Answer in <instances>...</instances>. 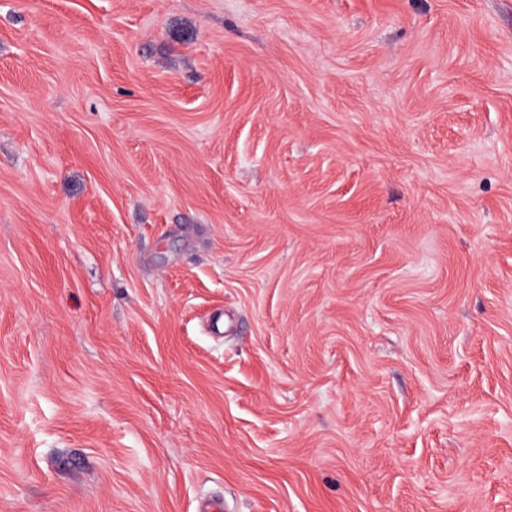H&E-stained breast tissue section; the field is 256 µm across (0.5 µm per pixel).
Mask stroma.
<instances>
[{
	"label": "stroma",
	"instance_id": "obj_1",
	"mask_svg": "<svg viewBox=\"0 0 512 512\" xmlns=\"http://www.w3.org/2000/svg\"><path fill=\"white\" fill-rule=\"evenodd\" d=\"M512 512V0H0V512Z\"/></svg>",
	"mask_w": 512,
	"mask_h": 512
}]
</instances>
